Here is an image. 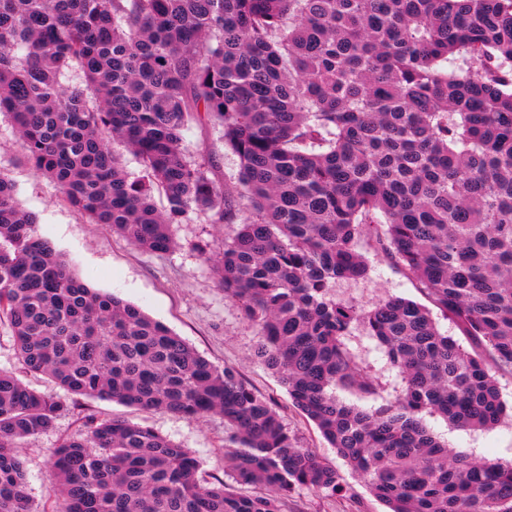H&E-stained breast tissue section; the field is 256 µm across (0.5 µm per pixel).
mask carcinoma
Listing matches in <instances>:
<instances>
[{"instance_id":"obj_1","label":"carcinoma","mask_w":512,"mask_h":512,"mask_svg":"<svg viewBox=\"0 0 512 512\" xmlns=\"http://www.w3.org/2000/svg\"><path fill=\"white\" fill-rule=\"evenodd\" d=\"M82 70L95 94L64 88ZM0 113L60 200L150 252L192 212L224 224L219 285L256 330V358L388 512H512V461L448 451L436 414L491 430L512 376V0H0ZM208 120L240 160L238 187L183 147ZM140 159L129 180L112 149ZM167 206L159 208L155 194ZM0 173V319L18 359L69 393L188 418L224 417L229 482L204 485L187 449L147 426L84 417L50 451L59 512H289L298 488L342 491L336 466L297 448L274 404L215 368L141 308L92 288L39 236ZM427 307L336 300L362 280L361 245ZM399 369L392 405L350 350L356 325ZM63 401L0 373V512H38L20 440ZM261 485L253 495L246 488Z\"/></svg>"}]
</instances>
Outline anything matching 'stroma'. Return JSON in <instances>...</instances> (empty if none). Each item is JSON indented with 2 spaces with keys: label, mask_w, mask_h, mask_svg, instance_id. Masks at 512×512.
<instances>
[{
  "label": "stroma",
  "mask_w": 512,
  "mask_h": 512,
  "mask_svg": "<svg viewBox=\"0 0 512 512\" xmlns=\"http://www.w3.org/2000/svg\"><path fill=\"white\" fill-rule=\"evenodd\" d=\"M183 145L196 159L215 155L218 164L215 180L227 188L236 187L240 161L225 147L221 127L209 123L189 125L183 132ZM0 171L15 184L21 206L37 215L38 234L50 241L92 288L139 306L217 368L237 369L254 389L277 405L296 446L334 461L344 484L343 492L331 495L312 489L298 490L293 497L294 512H385L384 505L370 493L366 483L338 459L335 449L322 438L313 422L292 405L277 376L255 359L258 338L254 328L218 286L214 268L200 250L204 244L215 250L222 248L235 224L247 218L245 208H238L231 225L211 224L204 215H190L172 228L175 247L153 253L135 248L125 238L113 234L104 225L90 223L61 202L56 183L37 174L28 163L16 129L4 114H0ZM366 259L370 267L368 277L338 282L333 290L337 300L366 310L390 297L421 301L414 281L404 270L371 252ZM347 344L379 379L381 390L371 398L342 391L339 399L363 407L393 401L402 389L401 376L376 342L358 326ZM0 371L22 373L9 326L4 321L0 322ZM22 375L31 388L62 397L71 405L70 411L59 415L50 428L20 444L27 490L37 512H56L58 507L50 493L49 449L77 434L87 414L100 419L124 418L149 426L197 457L201 482L214 484L228 480L224 453L232 449L233 444L221 415L189 419L104 399L75 397L47 376ZM424 422L436 436L447 441L450 449L472 459L512 458V421L488 431L455 427L438 415H425Z\"/></svg>",
  "instance_id": "35a3bbf8"
}]
</instances>
